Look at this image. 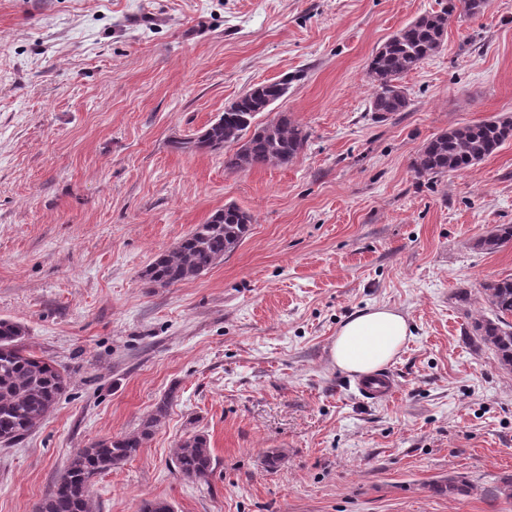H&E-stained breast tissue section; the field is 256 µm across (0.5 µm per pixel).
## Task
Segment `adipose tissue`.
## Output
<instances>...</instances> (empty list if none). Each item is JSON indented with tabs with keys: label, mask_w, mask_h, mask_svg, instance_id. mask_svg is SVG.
<instances>
[{
	"label": "adipose tissue",
	"mask_w": 512,
	"mask_h": 512,
	"mask_svg": "<svg viewBox=\"0 0 512 512\" xmlns=\"http://www.w3.org/2000/svg\"><path fill=\"white\" fill-rule=\"evenodd\" d=\"M410 334L406 318L386 307H372L347 319L338 329L331 347L337 369L365 377L389 364Z\"/></svg>",
	"instance_id": "adipose-tissue-1"
}]
</instances>
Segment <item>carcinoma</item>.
Here are the masks:
<instances>
[{
    "label": "carcinoma",
    "instance_id": "cac0c4a2",
    "mask_svg": "<svg viewBox=\"0 0 512 512\" xmlns=\"http://www.w3.org/2000/svg\"><path fill=\"white\" fill-rule=\"evenodd\" d=\"M488 0H448L439 13L422 15L406 24L376 49L367 65L371 85L370 110L384 118L404 112L409 106L404 75L416 70L440 51L453 17L483 12ZM288 79L252 88L224 109L201 136L177 143L191 151H224V168L242 170L286 166L304 148L308 134L288 114L263 126H253L256 116L281 99ZM512 139V117L485 120L451 127L421 148L414 169L419 175H439L468 169ZM252 216L230 204L198 224L171 250L159 254L143 273L151 286L168 287L195 278L232 252L246 235ZM512 241V224L498 226L481 238L476 247L493 252ZM481 294L494 318H481L474 331L497 355L500 365L512 368V278L485 281ZM26 328L19 322L0 318V443H15L40 426L65 391L66 375L40 358L23 342ZM173 393L160 399L154 410L129 434L101 439L77 451L37 512H94L89 494L92 479L135 457L167 416ZM174 464L186 478L207 481L216 461L205 434L183 437L174 451Z\"/></svg>",
    "mask_w": 512,
    "mask_h": 512
}]
</instances>
